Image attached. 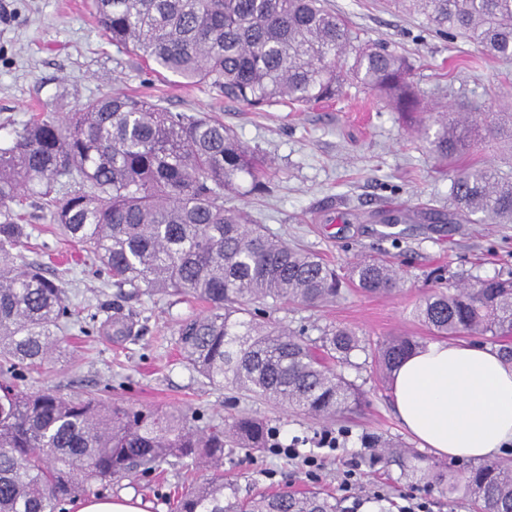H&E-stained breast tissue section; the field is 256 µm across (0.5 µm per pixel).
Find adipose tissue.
<instances>
[{
	"label": "adipose tissue",
	"instance_id": "ef3b65f1",
	"mask_svg": "<svg viewBox=\"0 0 512 512\" xmlns=\"http://www.w3.org/2000/svg\"><path fill=\"white\" fill-rule=\"evenodd\" d=\"M391 387L402 426L438 455L489 460L512 446V364L491 348L428 343L402 361Z\"/></svg>",
	"mask_w": 512,
	"mask_h": 512
}]
</instances>
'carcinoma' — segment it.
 <instances>
[{
	"mask_svg": "<svg viewBox=\"0 0 512 512\" xmlns=\"http://www.w3.org/2000/svg\"><path fill=\"white\" fill-rule=\"evenodd\" d=\"M105 37L187 83H208L253 107L310 104L357 80L398 112H417L412 66L379 45H357L349 23L324 0H92ZM438 33L464 38L491 57H512V0H398ZM482 127L441 113L431 141L435 168L448 172L459 216L512 224V178L474 158L486 133L512 142V100ZM241 175L262 193L270 167L224 123L190 118L129 94H103L65 119L39 114L0 145V512H59L116 478L147 474L171 460L203 459L213 473L174 493L170 512H342L318 491L242 498L224 480V438L267 447L269 428L253 418L199 427L178 411L137 409L99 398L28 392L16 380L65 353L74 316L66 290L35 264L18 263L28 238L26 200L81 245L84 262L119 288L148 295L190 294L208 311L183 321V360L208 383L251 393L314 417L333 418L358 400L353 383L329 366L351 364L359 348L347 328L304 331L257 321L255 303L331 302L346 282L370 293L398 290V269L360 260L347 275L314 254L267 234L224 191ZM415 316L438 336L512 334V280L479 279L431 290ZM116 341L133 334L120 314L103 322ZM423 347L396 336L378 352L389 372ZM419 476L446 486L481 512H512V467L497 462Z\"/></svg>",
	"mask_w": 512,
	"mask_h": 512,
	"instance_id": "cac0c4a2",
	"label": "carcinoma"
}]
</instances>
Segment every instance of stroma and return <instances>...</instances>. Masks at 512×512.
Instances as JSON below:
<instances>
[{"label": "stroma", "mask_w": 512, "mask_h": 512, "mask_svg": "<svg viewBox=\"0 0 512 512\" xmlns=\"http://www.w3.org/2000/svg\"><path fill=\"white\" fill-rule=\"evenodd\" d=\"M92 0H0V140L32 115L62 117L75 105L104 92L138 95L171 112L209 115L233 129L249 148L273 162L266 194L230 193L227 205L249 212L268 234L318 254L337 271L351 263L382 258L401 272L404 284L387 295L354 286L319 308L282 303L266 308L264 320L305 330L318 339L322 327L356 332L361 348L344 376L362 393L343 415L315 419L278 404L227 389H215L189 369L175 347L180 324L200 314L193 297L119 295L91 267L77 264L78 248L55 234L47 211L28 206L31 236L21 251L26 263H40L61 282L72 310L104 322L113 305L136 324L122 342L103 333L72 329L62 360L45 364L18 381L21 389H53L66 396L96 394L112 403L180 410L200 425L248 416L279 432L283 443L320 451L324 465L309 476L301 460L269 452L224 453V476L240 495L315 489L340 499L344 512H397L405 501L424 503L426 512H470L469 503L438 490L412 486L395 465H373L364 439L409 450L416 466L454 469L402 427L395 412L391 374L370 353L395 336L425 343L436 336L414 309L439 282H475L512 277V224H485L480 216L454 215L449 180L433 170L431 142L437 130L428 109L490 116L502 98L512 97V60L482 55L477 47L429 29L423 17L399 11L388 0H327L346 17L361 40L383 44L409 58L423 111L395 112L384 100L354 85L341 98L308 106L274 103L256 109L224 98L209 84H183L159 77L137 55L118 50L103 36ZM401 215L398 224L387 215ZM340 436L337 450L318 446L321 432ZM363 462L361 487L340 484L353 463ZM205 464L166 465L144 477L122 478L106 494L138 496L147 512H170L178 487L206 477Z\"/></svg>", "instance_id": "35a3bbf8"}]
</instances>
